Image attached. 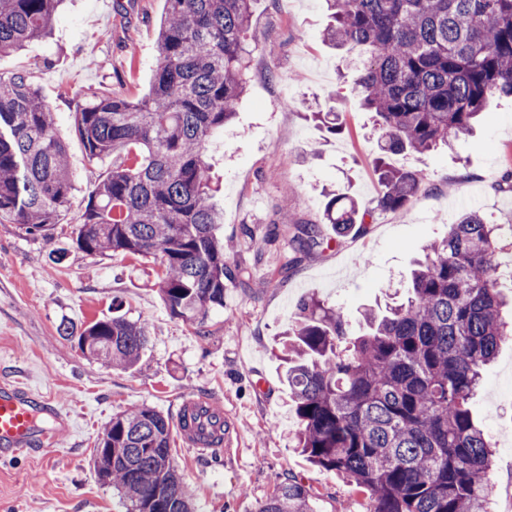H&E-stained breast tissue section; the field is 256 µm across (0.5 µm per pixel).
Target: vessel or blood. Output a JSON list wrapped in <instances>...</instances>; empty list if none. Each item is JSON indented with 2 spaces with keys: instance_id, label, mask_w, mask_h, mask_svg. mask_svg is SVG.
Here are the masks:
<instances>
[{
  "instance_id": "1",
  "label": "vessel or blood",
  "mask_w": 512,
  "mask_h": 512,
  "mask_svg": "<svg viewBox=\"0 0 512 512\" xmlns=\"http://www.w3.org/2000/svg\"><path fill=\"white\" fill-rule=\"evenodd\" d=\"M221 423L225 444H232L230 415L213 404L209 396L186 393L181 397L176 425L184 446L203 451L199 429ZM72 423L50 397L13 383H0V460L16 459L38 448L53 447L56 440L71 432Z\"/></svg>"
}]
</instances>
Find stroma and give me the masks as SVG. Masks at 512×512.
<instances>
[{"mask_svg": "<svg viewBox=\"0 0 512 512\" xmlns=\"http://www.w3.org/2000/svg\"><path fill=\"white\" fill-rule=\"evenodd\" d=\"M165 0H63L53 29L25 51L0 56V74L32 71L55 111L75 190L52 239L0 224V381H19L70 413L71 433L52 450L0 462V512H125L103 486L91 456L113 415L149 406L176 415L186 392L208 395L236 418L237 451L218 463L172 440L174 462L196 512H255L288 476L314 493L316 512H366L363 493L310 465L293 438L279 335L297 304L314 294L358 324L363 311L406 284L413 260L445 236L461 212L476 209L501 224L512 253V192L497 183L512 166V100L490 98L473 133L451 148L397 155L426 182L408 212L380 211L379 153L371 113L355 89V52L324 41L325 0H253L248 83L233 125L209 144L224 209L221 236L233 240L238 274L200 338L172 317L156 283L159 259L122 252L89 255L72 243L89 196L112 161L89 160L74 129L77 98L109 90L139 98L155 70V24ZM341 113L331 134L309 108ZM354 197L373 212L366 228L338 231L323 219V188ZM294 194L293 222L280 221ZM320 225L323 243L295 257L293 224ZM150 339L136 367L122 370L84 356L64 324L86 326L112 314L113 300ZM471 408L494 445L490 512H512V340L485 369Z\"/></svg>", "mask_w": 512, "mask_h": 512, "instance_id": "1", "label": "stroma"}]
</instances>
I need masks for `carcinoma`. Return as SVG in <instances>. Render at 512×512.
I'll return each mask as SVG.
<instances>
[{"label": "carcinoma", "mask_w": 512, "mask_h": 512, "mask_svg": "<svg viewBox=\"0 0 512 512\" xmlns=\"http://www.w3.org/2000/svg\"><path fill=\"white\" fill-rule=\"evenodd\" d=\"M323 37L363 57L358 86L373 113L381 157L377 207L410 209L426 177L386 158L422 154L468 134L488 98H512V0H326ZM59 0H0V56L51 31ZM252 0H166L156 27V68L139 99L95 95L75 110L89 160L112 156L73 243L90 253L160 258L158 289L170 313L210 335L235 277L229 241L217 235L208 144L236 115L252 54ZM73 175L55 112L29 73L0 75V223L52 238ZM324 221L348 230L368 213L329 191ZM500 224L463 215L416 262L407 296L385 313L344 315L315 295L284 331L286 377L299 423L295 447L317 468L353 483L367 512H489L493 449L469 406L482 368L512 335L502 316L496 246ZM297 254L319 245L315 224L296 225ZM89 356L136 366L149 343L144 323L121 314L80 331ZM170 417L151 408L112 417L95 448L101 480L126 512H194L171 455ZM256 512H314L294 476Z\"/></svg>", "instance_id": "cac0c4a2"}]
</instances>
